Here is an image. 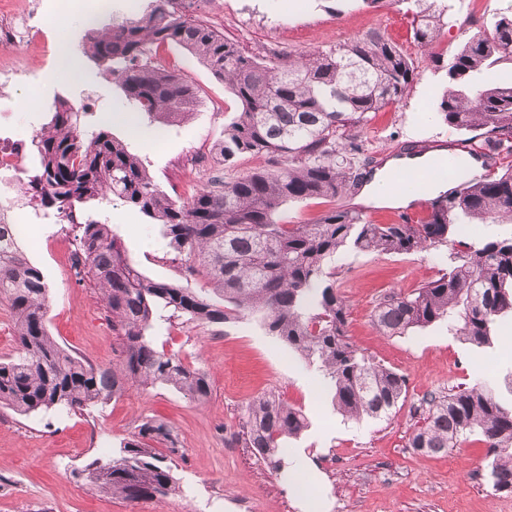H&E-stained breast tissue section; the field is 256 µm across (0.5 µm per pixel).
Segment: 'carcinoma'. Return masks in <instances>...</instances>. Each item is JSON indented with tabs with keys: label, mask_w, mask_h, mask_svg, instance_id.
Listing matches in <instances>:
<instances>
[{
	"label": "carcinoma",
	"mask_w": 512,
	"mask_h": 512,
	"mask_svg": "<svg viewBox=\"0 0 512 512\" xmlns=\"http://www.w3.org/2000/svg\"><path fill=\"white\" fill-rule=\"evenodd\" d=\"M199 0H150L139 17H124L110 32L83 46L104 74L120 79L126 96L153 120L191 116L196 88L159 64V50L175 43L224 81L239 103L237 118L214 146L218 167L244 154H273L288 163L257 169L232 181L217 175L180 201L168 196L122 141L102 126L78 125L79 112L62 101L49 130L32 138L38 162L26 187L37 207L56 221L95 197L112 196L165 227L170 247L185 256L187 270L210 287L195 290L145 278L122 251L109 225L89 219L71 225L82 271L100 288L122 337L118 369L99 367L72 354L47 328L48 285L20 248L0 255V300L16 320L18 347L0 359V405L20 415L51 408L76 411L104 404L130 383L162 384L190 399L210 391L205 373L149 339L157 314L168 311L199 324L251 316L268 334L317 367L333 392L336 409L349 418L389 415L406 393V379L373 361L348 339L347 304L328 262L341 249L361 254L409 255L462 235L464 224L512 220V171L464 183L440 195L422 221L376 224L356 209L333 206L307 224L280 217L289 203L335 200L363 183L358 160L361 128L371 112L398 104L417 77V66L385 34H368L301 56L274 59L243 54L237 45L194 17ZM413 15V38L433 45L452 9L449 0H393ZM512 61V14H496L489 29L467 39L448 59L429 61L446 72L448 90L438 112L466 139L484 138L490 153L512 142V84L474 88L473 77ZM448 257L439 278L406 294L383 297L374 323L387 336L445 322L467 344H493L498 320L512 314V236L491 238ZM421 423L408 447L445 454L473 436L486 448L494 491L512 493V405H503L489 383L458 384L420 402ZM308 427L302 409L276 394L246 406L241 438L275 473L286 467L282 444ZM170 440L160 421H148L107 462L84 468L98 490L129 501L179 490L172 467L151 442Z\"/></svg>",
	"instance_id": "1"
}]
</instances>
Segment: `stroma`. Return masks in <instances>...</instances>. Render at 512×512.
<instances>
[{
    "label": "stroma",
    "instance_id": "1",
    "mask_svg": "<svg viewBox=\"0 0 512 512\" xmlns=\"http://www.w3.org/2000/svg\"><path fill=\"white\" fill-rule=\"evenodd\" d=\"M149 0H40L49 53L18 47L30 79L11 86L13 137L22 171L33 168L30 140L59 100L91 113L140 156L166 192L188 197L209 182L213 147L235 119L237 104L224 86L183 48L168 44L160 54L169 68L198 90L192 116L166 126L149 121L127 98L118 80L100 75L85 61L81 75L61 67L57 49L78 47L89 31L107 33L112 21L140 15ZM512 13V0H460L450 11L433 48L417 44L413 16L399 6L369 7L365 0H200L203 23L238 44L247 55L270 58L272 51L302 54L377 30L397 42L419 64V74L402 101L370 114L361 141L373 161L421 142L450 144L459 134L437 110L448 82L429 52L453 54L493 15ZM89 215L103 214L121 239L128 258L148 279L200 289L204 280L187 276L169 247L163 227L150 223L119 200L83 203ZM24 249L49 286L48 328L66 346L95 364L119 367L122 340L99 291L71 277L64 250L75 248L66 224L32 223ZM450 244L414 254L389 256L338 252L331 261L336 287L349 307L348 336L365 355L407 379V394L387 418L345 419L334 410L321 374L259 321L239 318L197 326L175 318L158 320L157 350L177 354L207 374L205 400L184 397L163 385H133L121 396L82 412L50 410L23 416L0 406V512H305L303 499L288 482L258 460L238 440L247 403L272 391L301 407L310 426L285 449L304 450L314 463L307 482L325 504L324 512H512V495L496 493L486 477L484 448L478 441L448 453L426 456L408 440L416 409L428 394L456 384H503L512 373V351L494 339L481 350L449 336L445 325L386 336L373 322L379 299L409 292L439 277L448 267ZM148 420L164 422L170 441L155 450L173 463L182 492L129 502L86 484L80 474L91 459H109L121 442Z\"/></svg>",
    "mask_w": 512,
    "mask_h": 512
}]
</instances>
